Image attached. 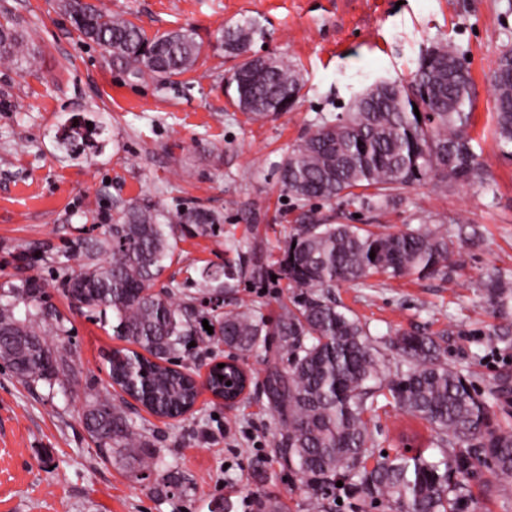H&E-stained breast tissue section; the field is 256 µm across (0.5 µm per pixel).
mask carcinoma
I'll use <instances>...</instances> for the list:
<instances>
[{
    "mask_svg": "<svg viewBox=\"0 0 512 512\" xmlns=\"http://www.w3.org/2000/svg\"><path fill=\"white\" fill-rule=\"evenodd\" d=\"M79 36L109 52L112 63L134 80L161 85L194 69L202 44L191 28L152 37L133 21L102 10L95 0H60ZM259 26L238 22L218 30L217 43L230 55L251 49ZM37 51L13 19L0 22V61L25 66ZM304 78L297 65L279 59L262 72L243 62L225 82L231 101L262 121L293 110L302 98ZM496 139L512 157V48L498 58L493 75ZM472 80L456 48L436 45L419 58L408 84L379 81L357 95L334 121H323L287 153L278 167L282 190L300 201L388 206L393 192L430 183L440 191L487 184V173L473 151ZM419 113H414V110ZM70 157L84 151L74 135L59 141ZM224 223V214L204 206L173 211L163 201L119 202L112 206L93 250L64 282L74 305L105 317L112 335L139 347L112 351L111 385L139 398L155 415L172 416L194 404L196 387L171 368L180 355H210L223 345L242 355L275 341L283 365L272 363L261 381L269 408L282 423L278 450L283 465L307 493L308 512H326L336 483L376 506L398 512H469V482L478 468L491 469L499 488H512V428L491 413L470 375L448 368L440 344L419 332H397L384 341L400 357L391 369L377 356L364 327L341 311L331 296L340 284L363 285L377 274L391 278L448 277L456 262L448 232L406 226L375 232L359 224L325 219L298 224L279 262L287 295L278 311L247 305L224 312L205 307L207 297L235 291L245 265L241 245L225 241L238 263L202 271V297L182 292L173 280L160 282L173 260L177 227L207 234ZM375 257H370V254ZM492 308H512V277L487 272L479 285ZM0 302V362L22 384L53 386L64 369L60 350L65 330L56 325L55 346L45 339L42 288L35 280L8 291ZM24 305V317L16 308ZM208 321V333L202 321ZM194 346H189V343ZM209 387L223 397L243 390L242 369L226 364L210 373ZM389 395L404 413L426 421L441 456L384 457L367 465L373 435L365 415L380 395ZM85 427L100 451L121 448L153 472V456L143 451L142 418L132 417L112 394L90 395Z\"/></svg>",
    "mask_w": 512,
    "mask_h": 512,
    "instance_id": "carcinoma-1",
    "label": "carcinoma"
}]
</instances>
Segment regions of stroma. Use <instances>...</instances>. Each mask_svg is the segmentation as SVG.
I'll list each match as a JSON object with an SVG mask.
<instances>
[{"instance_id":"stroma-1","label":"stroma","mask_w":512,"mask_h":512,"mask_svg":"<svg viewBox=\"0 0 512 512\" xmlns=\"http://www.w3.org/2000/svg\"><path fill=\"white\" fill-rule=\"evenodd\" d=\"M155 35L194 29L204 45L195 70L158 85L133 82L99 46L83 41L58 0H0L39 52L37 68L0 65V294L34 278L68 331L67 364L54 387L28 389L0 365V512H307V495L281 467L273 442L281 425L261 391L235 408L202 396L194 413L147 416L143 432L160 474L194 485L155 491L136 461L100 455L84 425L88 394L110 387L104 355L122 340L100 320L72 310L66 273L101 238L117 200L163 198L223 212L224 232L188 235L165 279L199 295L201 271L222 265L233 238L273 265L296 224L329 217L376 231L437 228L455 236L460 265L448 278H369L335 289L339 308L382 340L396 331L438 336L450 368L471 374L487 393L512 376V317L481 300L477 284L494 268L512 272V159L496 142L491 80L512 47V0H97ZM258 20L253 53L296 63L301 103L255 122L224 93L238 63L216 46L220 28ZM453 44L473 78V149L488 187L398 191L384 209L341 201L285 198L277 168L289 146L317 122L345 112L353 96L380 79L409 82L427 47ZM101 127V144L71 160L58 149L64 130ZM476 239H458V222ZM372 457L431 447L424 420L380 399L370 416Z\"/></svg>"}]
</instances>
